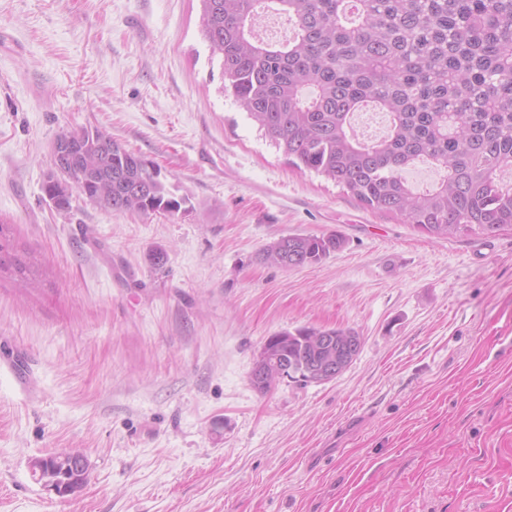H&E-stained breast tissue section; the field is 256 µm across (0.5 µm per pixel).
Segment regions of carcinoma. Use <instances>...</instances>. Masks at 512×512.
<instances>
[{
    "label": "carcinoma",
    "instance_id": "carcinoma-1",
    "mask_svg": "<svg viewBox=\"0 0 512 512\" xmlns=\"http://www.w3.org/2000/svg\"><path fill=\"white\" fill-rule=\"evenodd\" d=\"M201 25L231 94L271 144L302 172L332 181L364 207L399 215L436 237L512 230V0H200ZM283 11L295 34L272 44L254 34L265 12ZM373 106L389 117L387 133L366 142L351 114ZM69 160L55 159L42 191L56 210L73 195L100 208L173 218L190 199L169 187L161 170L99 128L62 132ZM426 162L439 175L416 193L404 173ZM0 224V275L39 279L32 260L10 254ZM344 246L342 236L289 234L262 251L279 266L320 263ZM313 336H327L318 347ZM355 337V341L347 337ZM288 379L313 383L335 354L360 353L350 329L303 326L265 340ZM33 476L68 495L87 469L40 459Z\"/></svg>",
    "mask_w": 512,
    "mask_h": 512
}]
</instances>
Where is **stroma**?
Instances as JSON below:
<instances>
[{"label":"stroma","mask_w":512,"mask_h":512,"mask_svg":"<svg viewBox=\"0 0 512 512\" xmlns=\"http://www.w3.org/2000/svg\"><path fill=\"white\" fill-rule=\"evenodd\" d=\"M200 0H0V512H512V231L434 238L298 171L233 98ZM106 130L192 206L45 202L59 133ZM340 234L321 263L260 259ZM162 252L161 264L151 256ZM356 331L336 379L250 384L266 338ZM83 452L60 497L30 462ZM9 229L0 224V280L2 274L10 272L19 275L28 284L36 281L40 277V268L38 264L31 259H20L16 255H11ZM344 243L343 237L338 234H289L268 245L262 251V260L283 268L314 265L341 250ZM284 260H288V265H281Z\"/></svg>","instance_id":"1"}]
</instances>
